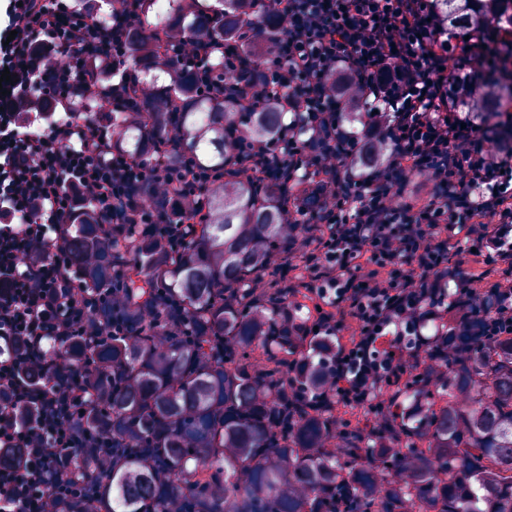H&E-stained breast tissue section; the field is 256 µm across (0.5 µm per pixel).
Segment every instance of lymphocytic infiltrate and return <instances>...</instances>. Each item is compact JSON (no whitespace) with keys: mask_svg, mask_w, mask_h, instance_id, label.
Here are the masks:
<instances>
[{"mask_svg":"<svg viewBox=\"0 0 512 512\" xmlns=\"http://www.w3.org/2000/svg\"><path fill=\"white\" fill-rule=\"evenodd\" d=\"M434 0H274L287 26L263 93L289 96L308 118L311 136L295 127L289 147L307 145L329 157L339 132L327 85L350 66L363 78L375 111L373 132L391 145L389 162L361 180L337 178L322 168L344 210L324 208L328 228L331 327L344 345L336 358L350 395H365L377 370L372 350L381 339L397 369L405 348L416 345L426 316L453 320L466 330L464 301L443 298L449 236L476 244L484 255L512 254V153L490 148L481 124L448 93V71L475 73L491 52L512 43V32L479 22L468 36L451 35L433 22ZM140 10L128 5L112 22L94 26L72 0H9L0 24V71L9 70L12 93L54 94L62 109L45 114L0 110V449L11 466L0 468V512H42L46 496L91 495L89 477L57 481L65 454L88 444L74 422L89 399L66 363L28 380L27 363L46 348L64 351L66 338L104 307L106 297L71 278L65 243L70 233V186L90 187L104 224H133L125 205L141 160L112 151V132L72 112L79 88L97 83L101 66L121 61L125 34ZM46 41L67 53L52 70L35 63L32 47ZM153 54L181 69L215 55L218 45L197 38L192 53L175 55L170 35H156ZM423 177L431 189L415 197L414 212L389 204L400 175ZM452 183L453 195L434 193ZM432 276L427 293L416 286Z\"/></svg>","mask_w":512,"mask_h":512,"instance_id":"1","label":"lymphocytic infiltrate"}]
</instances>
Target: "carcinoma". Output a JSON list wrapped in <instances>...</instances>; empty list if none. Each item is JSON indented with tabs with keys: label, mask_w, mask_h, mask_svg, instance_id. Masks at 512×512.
<instances>
[{
	"label": "carcinoma",
	"mask_w": 512,
	"mask_h": 512,
	"mask_svg": "<svg viewBox=\"0 0 512 512\" xmlns=\"http://www.w3.org/2000/svg\"><path fill=\"white\" fill-rule=\"evenodd\" d=\"M118 0H78L95 24ZM184 0H147L128 31L120 64L102 75L116 83L134 71L144 84L135 108L114 109L79 90L76 111L112 129V151L146 162L142 184L128 193L137 224H98L97 201L74 190L73 274L111 300L124 336L97 348L98 366L78 376L93 398L79 425L125 449L117 465L95 448L79 450V470L95 472L98 494L80 512H512V339L445 332L425 350H407L413 377L375 380L359 415L337 400L336 331L317 327L326 249L315 211L296 197L321 158L299 154L288 170L272 165L260 184L244 181L249 144L280 150L284 127L306 132L288 98L262 96L249 109L232 95L206 96L197 71L143 52L153 32L175 38V51L207 36L232 48L203 62L229 82H259L261 55L276 51L285 21L271 0L250 13L242 0H216L219 12L190 13ZM448 31L467 28L483 11L440 0ZM358 77L336 71L330 91L341 124L358 132L355 169L384 165L390 146L367 134L370 112L356 97ZM484 119L494 144L512 151V75L490 65L485 90L459 100ZM193 156L205 165L235 163L238 175L200 187L169 188L151 174ZM210 215L172 239L166 224L189 202ZM486 277H512V262L491 260ZM86 337L67 356L81 361Z\"/></svg>",
	"instance_id": "1"
}]
</instances>
